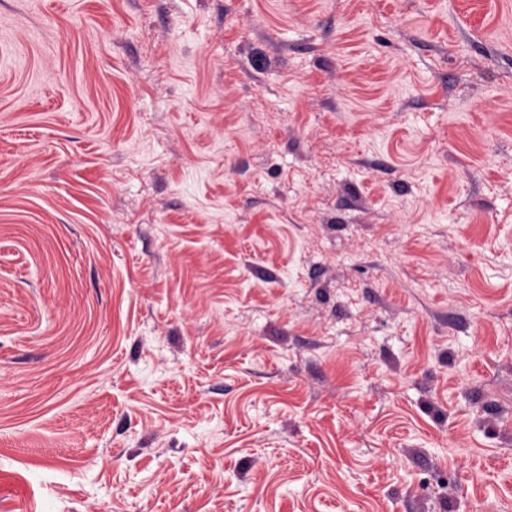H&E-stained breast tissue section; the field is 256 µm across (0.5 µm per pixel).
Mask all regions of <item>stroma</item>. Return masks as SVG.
I'll return each mask as SVG.
<instances>
[{
  "label": "stroma",
  "mask_w": 512,
  "mask_h": 512,
  "mask_svg": "<svg viewBox=\"0 0 512 512\" xmlns=\"http://www.w3.org/2000/svg\"><path fill=\"white\" fill-rule=\"evenodd\" d=\"M512 512V0H0V512Z\"/></svg>",
  "instance_id": "stroma-1"
}]
</instances>
